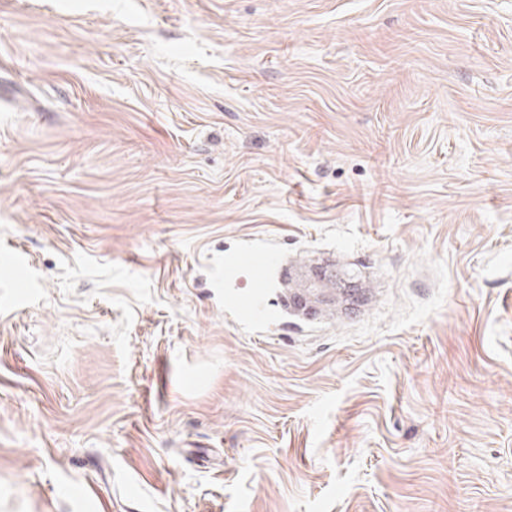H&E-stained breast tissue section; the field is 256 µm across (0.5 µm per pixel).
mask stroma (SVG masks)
Segmentation results:
<instances>
[{
	"mask_svg": "<svg viewBox=\"0 0 512 512\" xmlns=\"http://www.w3.org/2000/svg\"><path fill=\"white\" fill-rule=\"evenodd\" d=\"M0 512H512V0H0ZM334 273L333 268L328 264H319L314 266L310 273L305 274L306 290L303 293L298 294L296 300L311 298L313 301L323 305L334 302L335 298L330 294L324 293L321 288L322 282Z\"/></svg>",
	"mask_w": 512,
	"mask_h": 512,
	"instance_id": "1",
	"label": "stroma"
}]
</instances>
